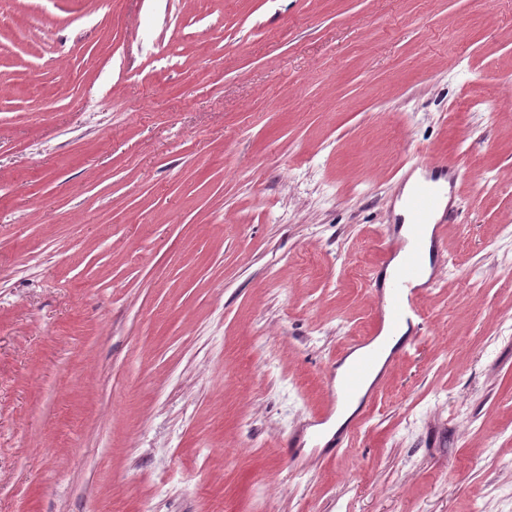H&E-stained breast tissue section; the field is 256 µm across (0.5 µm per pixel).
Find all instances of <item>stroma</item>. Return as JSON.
<instances>
[{
  "instance_id": "35a3bbf8",
  "label": "stroma",
  "mask_w": 512,
  "mask_h": 512,
  "mask_svg": "<svg viewBox=\"0 0 512 512\" xmlns=\"http://www.w3.org/2000/svg\"><path fill=\"white\" fill-rule=\"evenodd\" d=\"M420 154L427 333L290 461ZM0 512H512V0H0Z\"/></svg>"
}]
</instances>
